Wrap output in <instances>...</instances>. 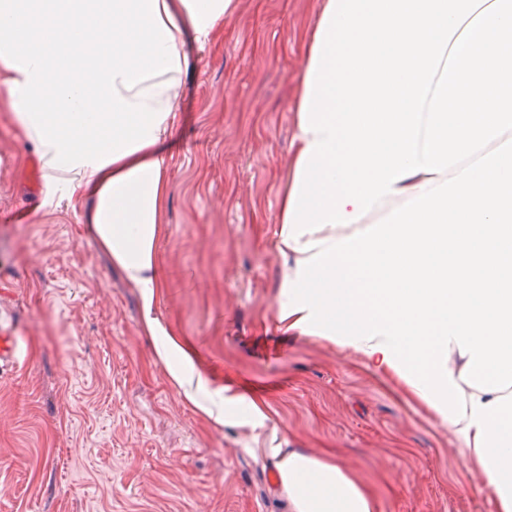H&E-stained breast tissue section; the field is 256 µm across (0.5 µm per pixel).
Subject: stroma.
Wrapping results in <instances>:
<instances>
[{"label": "stroma", "mask_w": 512, "mask_h": 512, "mask_svg": "<svg viewBox=\"0 0 512 512\" xmlns=\"http://www.w3.org/2000/svg\"><path fill=\"white\" fill-rule=\"evenodd\" d=\"M319 0H239L194 46L158 249L165 322L281 442L339 459L378 512H496L431 409L354 349L276 323L275 245L303 44ZM0 84V307L27 351L0 370V512H289L255 434L217 429L169 384L138 295L81 218L45 203Z\"/></svg>", "instance_id": "stroma-1"}]
</instances>
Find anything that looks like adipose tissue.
<instances>
[{
	"instance_id": "ef3b65f1",
	"label": "adipose tissue",
	"mask_w": 512,
	"mask_h": 512,
	"mask_svg": "<svg viewBox=\"0 0 512 512\" xmlns=\"http://www.w3.org/2000/svg\"><path fill=\"white\" fill-rule=\"evenodd\" d=\"M238 0H0V84L48 198L82 216L141 305L169 383L220 428L268 416L159 314L170 137L189 49ZM275 215L277 319L363 353L448 427L512 512V0H321ZM293 512H376L345 464L275 437Z\"/></svg>"
}]
</instances>
